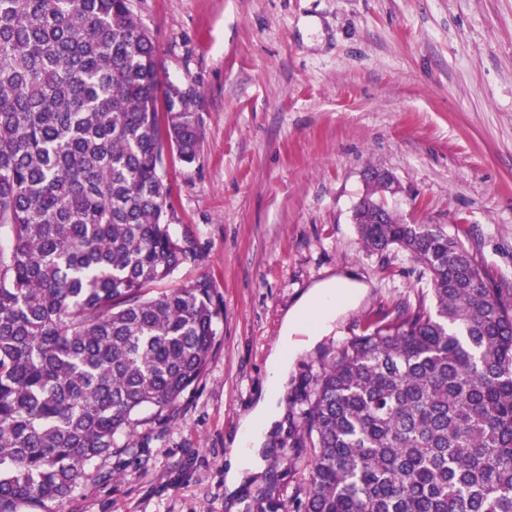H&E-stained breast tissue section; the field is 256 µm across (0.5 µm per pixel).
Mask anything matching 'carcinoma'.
<instances>
[{
	"mask_svg": "<svg viewBox=\"0 0 512 512\" xmlns=\"http://www.w3.org/2000/svg\"><path fill=\"white\" fill-rule=\"evenodd\" d=\"M160 74L129 0H0V512L69 496L203 375L207 280L167 223V152L196 158L197 93ZM430 294L369 323L295 394L313 449L292 512H512V290L434 224L368 209ZM126 441L119 442V437Z\"/></svg>",
	"mask_w": 512,
	"mask_h": 512,
	"instance_id": "1",
	"label": "carcinoma"
}]
</instances>
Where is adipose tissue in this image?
Returning a JSON list of instances; mask_svg holds the SVG:
<instances>
[{
	"instance_id": "obj_1",
	"label": "adipose tissue",
	"mask_w": 512,
	"mask_h": 512,
	"mask_svg": "<svg viewBox=\"0 0 512 512\" xmlns=\"http://www.w3.org/2000/svg\"><path fill=\"white\" fill-rule=\"evenodd\" d=\"M346 283L340 279L324 282L303 297L285 318L278 343L269 356L267 385L252 411L241 421L233 443L231 460L224 476L227 492H234L240 485L245 471H259L266 435L277 420V405L289 368V353L294 349L292 336L306 331L310 338H317L320 331L331 322L339 308V292Z\"/></svg>"
}]
</instances>
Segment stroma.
Listing matches in <instances>:
<instances>
[{
	"label": "stroma",
	"mask_w": 512,
	"mask_h": 512,
	"mask_svg": "<svg viewBox=\"0 0 512 512\" xmlns=\"http://www.w3.org/2000/svg\"><path fill=\"white\" fill-rule=\"evenodd\" d=\"M162 80L193 86V163L170 153L172 236L193 252L156 291L212 282L220 309L203 377L135 444L96 460L37 512H254L308 490L294 467L292 398L368 322L415 305L429 276L403 252H367L354 223L367 174L386 205L436 224L512 289V0H130ZM361 284L291 355L264 468L233 495L224 469L268 379L285 317L331 278Z\"/></svg>",
	"instance_id": "1"
}]
</instances>
